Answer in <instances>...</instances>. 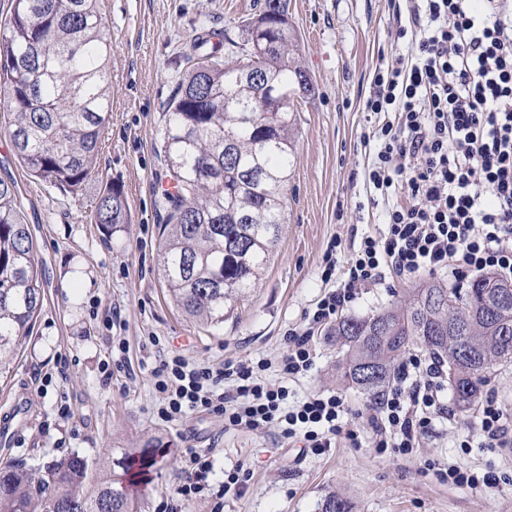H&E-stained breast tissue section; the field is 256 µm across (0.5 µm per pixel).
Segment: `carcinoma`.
Returning <instances> with one entry per match:
<instances>
[{
	"label": "carcinoma",
	"mask_w": 512,
	"mask_h": 512,
	"mask_svg": "<svg viewBox=\"0 0 512 512\" xmlns=\"http://www.w3.org/2000/svg\"><path fill=\"white\" fill-rule=\"evenodd\" d=\"M282 7L283 0H265L239 41L200 26L165 112L171 186L158 197L165 213L159 271L175 305L210 327L224 325L256 287L282 232L293 99L277 112L256 104L267 80L290 95L309 91L293 56L296 33L276 21ZM108 50L98 0H11L0 18L8 134L15 155L48 188L76 194L95 171L112 110ZM94 216L110 230L127 223L120 187H105ZM43 286L16 187L0 179V379L34 329ZM508 290L511 282L492 275L465 288L429 283L393 307L337 320L327 336L342 352L341 377L375 395L394 379L399 358L421 345L445 361L457 408L470 410L494 368L512 362V297H501ZM365 369L371 375L359 378ZM163 447L152 438L110 463L73 453L34 472L1 467L0 512H40L47 501L55 512H140L124 480L149 465L147 449ZM322 512H355V505L333 491Z\"/></svg>",
	"instance_id": "carcinoma-1"
}]
</instances>
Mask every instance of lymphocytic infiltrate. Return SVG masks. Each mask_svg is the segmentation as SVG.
<instances>
[{"mask_svg": "<svg viewBox=\"0 0 512 512\" xmlns=\"http://www.w3.org/2000/svg\"><path fill=\"white\" fill-rule=\"evenodd\" d=\"M408 12V27L396 32L407 49L376 69L364 104L383 118L363 136L378 145L365 181L372 202L385 205L382 229L363 235L343 262L337 241L329 242L321 263L324 291L302 324L286 333L282 385L267 383L260 364L214 366L163 354L153 370L158 421L206 414L228 429H276L281 439L302 442L317 455L342 435L355 448L367 442L378 454L410 457L437 422L454 420L444 364L422 353L402 359L393 383L369 406V440L343 429L350 405L340 393L288 400V382L315 364V333L363 289L441 270L462 279L478 273L512 279V0H409ZM476 424L475 438L463 447H512V420L495 394L479 402ZM180 461L184 480L164 512H181L197 499L224 512L225 496L240 493L247 481L236 468L211 485L209 448L183 449Z\"/></svg>", "mask_w": 512, "mask_h": 512, "instance_id": "f902f5d3", "label": "lymphocytic infiltrate"}]
</instances>
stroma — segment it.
Returning a JSON list of instances; mask_svg holds the SVG:
<instances>
[{"instance_id": "35a3bbf8", "label": "stroma", "mask_w": 512, "mask_h": 512, "mask_svg": "<svg viewBox=\"0 0 512 512\" xmlns=\"http://www.w3.org/2000/svg\"><path fill=\"white\" fill-rule=\"evenodd\" d=\"M260 3L101 0L111 42L112 118L85 195L61 194L32 177L16 159L8 118L0 113V179L17 185L46 277L34 332L12 372L0 380V414L12 407L27 414L14 445L0 447V467L38 468L74 453L117 457L156 436L170 446L156 454L146 484L136 489L142 512H159L160 502L173 495L182 478V449L211 444L214 482L238 466L251 473L242 496L225 498L224 512H320L331 491L349 496L356 512H512V488L458 487L425 468L435 461L512 477V447L493 453L460 447L474 425L470 411L439 423L438 435L411 459L354 448L344 439L324 454H305L273 429L228 430L221 418L201 414L164 425L153 416L152 371L160 346L197 361H261L267 382L280 385L284 334L302 322L321 293L320 265L328 243L340 240L341 251H349L382 220L381 207L367 202L364 177L375 150L363 147L360 138L370 126L364 101L381 54L391 50L396 10L391 0H288V19L299 38L296 61L312 91L298 98L281 237L256 288L237 304L223 329L186 317L171 300L158 269L164 213L157 199L169 180L162 152L164 110L199 25L241 39L244 21ZM110 183L122 187L128 203V222L114 232L96 224L92 205ZM427 279L457 284L447 271ZM427 279L367 289L345 313L361 317L396 305L407 289ZM114 306L122 310L115 326L107 319ZM116 342L123 343L124 352H112ZM314 344L316 366L291 383L295 396L339 392L354 407L365 408L369 395L344 382L336 369L341 355L335 345L322 334ZM63 356L74 361L67 382L37 392L31 384L34 370H55ZM110 357L126 361L129 370L115 373L107 384L102 364ZM64 396L72 410L66 421L57 416Z\"/></svg>"}]
</instances>
